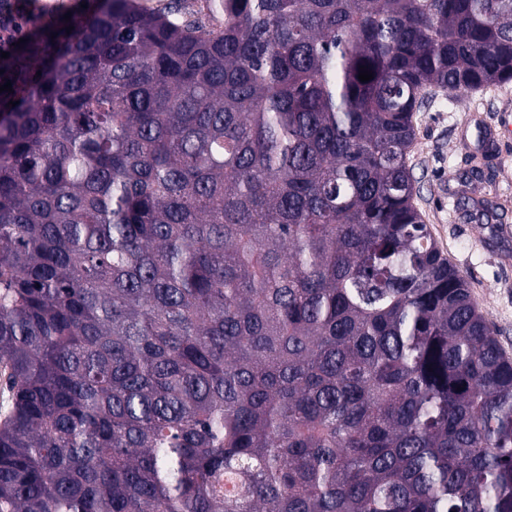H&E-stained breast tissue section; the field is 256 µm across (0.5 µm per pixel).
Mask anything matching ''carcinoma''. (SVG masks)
Listing matches in <instances>:
<instances>
[{"label": "carcinoma", "instance_id": "carcinoma-1", "mask_svg": "<svg viewBox=\"0 0 512 512\" xmlns=\"http://www.w3.org/2000/svg\"><path fill=\"white\" fill-rule=\"evenodd\" d=\"M8 81L0 512H512V359L407 163L512 0H106Z\"/></svg>", "mask_w": 512, "mask_h": 512}]
</instances>
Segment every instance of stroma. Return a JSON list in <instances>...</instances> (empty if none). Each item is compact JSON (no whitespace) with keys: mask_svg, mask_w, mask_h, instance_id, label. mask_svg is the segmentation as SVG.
<instances>
[{"mask_svg":"<svg viewBox=\"0 0 512 512\" xmlns=\"http://www.w3.org/2000/svg\"><path fill=\"white\" fill-rule=\"evenodd\" d=\"M103 0H70L48 13L41 0H0V16L13 13L28 28L49 25L65 12L94 13ZM512 112V82L490 95L472 91L448 99L440 89L426 90L415 116L417 135L408 164L415 204L449 262L465 277L472 299L498 329L499 343L512 357V236L490 243L478 235L472 214L482 199L498 205L499 223L512 227V137L489 143L485 129ZM490 167L491 183L468 181L474 162Z\"/></svg>","mask_w":512,"mask_h":512,"instance_id":"35a3bbf8","label":"stroma"}]
</instances>
